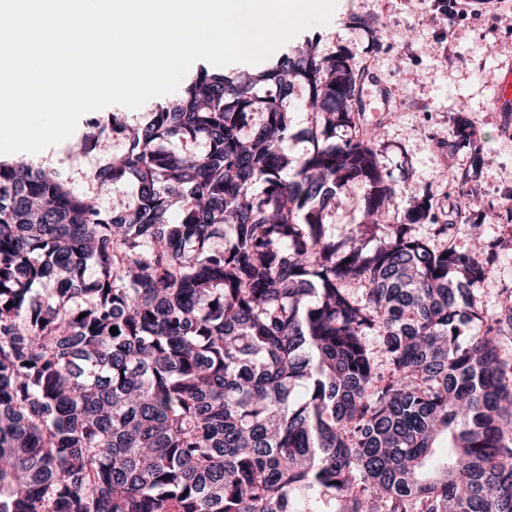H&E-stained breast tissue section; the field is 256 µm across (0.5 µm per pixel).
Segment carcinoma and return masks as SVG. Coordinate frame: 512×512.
I'll return each mask as SVG.
<instances>
[{
	"instance_id": "carcinoma-1",
	"label": "carcinoma",
	"mask_w": 512,
	"mask_h": 512,
	"mask_svg": "<svg viewBox=\"0 0 512 512\" xmlns=\"http://www.w3.org/2000/svg\"><path fill=\"white\" fill-rule=\"evenodd\" d=\"M358 94L311 41L245 80L201 65L146 125L112 114L91 180L136 201L107 212L0 159V512H512V292L477 296L501 244L430 246L426 202L388 221L374 134L336 143ZM307 93L304 88L295 89V93L288 104V110L295 112L294 136L288 139L286 148L288 153L294 156L302 155L311 146L307 136L308 130L315 123V116L312 111L304 105ZM363 190L359 186H352L341 192L336 198V206L330 210L328 218L329 233L336 239L344 238L350 229L359 224L361 212L357 205Z\"/></svg>"
}]
</instances>
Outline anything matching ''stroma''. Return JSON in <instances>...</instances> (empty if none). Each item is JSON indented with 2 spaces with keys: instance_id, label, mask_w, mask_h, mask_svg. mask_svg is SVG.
<instances>
[{
  "instance_id": "obj_1",
  "label": "stroma",
  "mask_w": 512,
  "mask_h": 512,
  "mask_svg": "<svg viewBox=\"0 0 512 512\" xmlns=\"http://www.w3.org/2000/svg\"><path fill=\"white\" fill-rule=\"evenodd\" d=\"M316 40L325 56H346L360 81L356 127H340L337 140L356 130L377 132L374 147L406 199L430 200L448 235L429 224L414 234L431 246L474 242L468 227L485 223L491 240L512 236V112L493 104L502 64H512V0H479L466 15L444 12L441 0H336L328 24L313 26L288 40ZM155 101L136 109L116 104L81 117L73 134L30 157V165L62 170L73 188L90 191L89 177L121 153L123 136L105 133L97 148L76 145L95 121L116 112L127 125L144 124ZM466 117L475 140L460 142L455 127ZM359 186L341 192L328 218L329 232L344 238L359 224Z\"/></svg>"
}]
</instances>
